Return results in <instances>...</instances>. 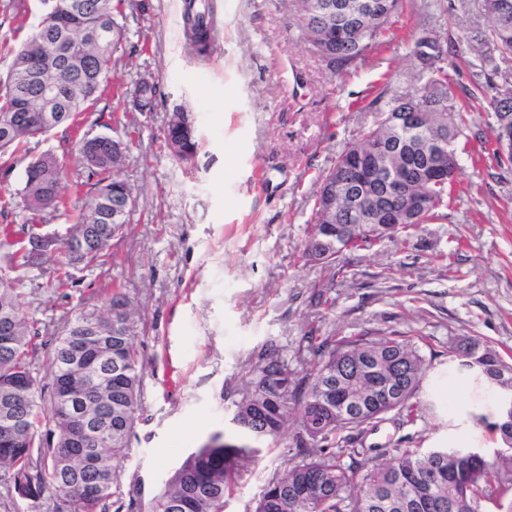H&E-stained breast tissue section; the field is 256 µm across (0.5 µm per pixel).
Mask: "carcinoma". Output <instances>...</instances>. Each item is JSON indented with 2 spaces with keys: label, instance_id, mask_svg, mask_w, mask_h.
Returning <instances> with one entry per match:
<instances>
[{
  "label": "carcinoma",
  "instance_id": "carcinoma-1",
  "mask_svg": "<svg viewBox=\"0 0 512 512\" xmlns=\"http://www.w3.org/2000/svg\"><path fill=\"white\" fill-rule=\"evenodd\" d=\"M69 1L82 5L73 18L59 8ZM310 2L295 0L296 23L314 51L331 59L330 72L336 75L366 62L402 0H368L362 24L373 34L358 42L330 27L331 17L313 14ZM484 7L494 47L503 61H512V0H484ZM134 8L144 12L151 4L148 0H51L50 11L31 29L0 77V138L11 135L8 147L0 144V155L45 135L29 122L39 109L42 78L27 80V99L21 101L15 93L16 73L26 60H57L60 37L66 34L90 61L98 46L85 31L98 24L108 26L109 49L116 53L126 39L125 10ZM185 21L198 50L204 51L210 30L205 14L190 2ZM114 73L112 68L100 73L88 64L83 72L69 77L75 90L59 104L56 126L73 122L108 89L120 93L121 85L109 84ZM139 94L155 108L156 84L138 83L121 97ZM409 99L430 104L433 123L448 130L444 160L456 167L453 145L464 135L466 120L456 110L447 70L439 66L431 71L430 79ZM396 102L394 97H376L375 120L336 156L335 165L321 176L320 188L347 173L358 151L371 145L391 142L406 157L424 150L421 138L390 124L387 113L399 111ZM491 106L496 119L491 131L497 139L512 126V103L502 105L493 97ZM184 119L180 110L170 114L166 146L178 139L179 121ZM95 123L111 131L121 150L114 154L108 144L93 157L80 138L71 147L77 161L71 172L64 170L55 154L40 155L24 173L22 195L29 212L25 224L18 231L12 224H0V247L9 249L0 266V316L12 318L9 343L0 345V471L4 472L0 508L15 512L24 503L36 512H224L262 449L229 444L221 433L188 454L148 505L134 492L116 491L143 390L140 353L132 340L134 309L125 294L115 291L107 310L82 309L67 322L49 358V384H42L33 368L39 332L37 321L20 302L25 277L18 271L29 265L26 243L38 232V216L47 210L65 215L73 202L82 201L76 223L58 237V244L68 262L88 267L104 256L111 243L73 256V241L88 226L105 224V218L115 212L121 219L112 225L110 238L124 234L138 206V196L120 176L128 160V126L116 111L98 113ZM446 197L448 190H439L437 201L423 209L422 222L442 218L438 209ZM321 201L319 194L303 255L313 262L320 242L327 243L336 253L329 268L339 274L346 268L345 252L369 250L384 241L396 243L417 228L400 224L377 233L367 226H353L347 239H338L336 232L320 223ZM420 340V336L414 339L406 332L385 329L350 336H304L300 348L311 357L299 370L288 364L275 341L266 342L248 363L247 397L236 404L232 420L253 439L283 446L282 462L252 498L248 512H512V451L477 463L448 447H411L400 441L378 453L365 447L363 439L388 416L401 426L421 418L416 396L429 363L421 353ZM448 355L461 360V366L478 370L492 384L512 386V364L478 338L450 343ZM66 387L80 388L88 395L86 422L102 438L95 448L76 447V422L56 397ZM354 392L361 394L359 410L336 420L343 399ZM292 413L297 424L286 434L283 429ZM322 419L330 420V426H319ZM480 422L502 443L512 445V423L502 418Z\"/></svg>",
  "mask_w": 512,
  "mask_h": 512
}]
</instances>
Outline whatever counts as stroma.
<instances>
[{"mask_svg":"<svg viewBox=\"0 0 512 512\" xmlns=\"http://www.w3.org/2000/svg\"><path fill=\"white\" fill-rule=\"evenodd\" d=\"M212 2L216 31L202 54L190 44L182 0L127 12L117 75L128 87L143 78L159 86L154 111L125 118L132 143L124 174L139 206L103 264L33 260L20 296L38 321L42 371L77 309L103 307L116 288L135 305L143 397L119 484L145 502L213 434L246 442L230 417L247 395L242 373L267 341L293 366L302 337L385 327L421 334L435 369L447 364L449 342L465 336L512 358V164L497 163L493 144L456 141L442 219L419 225L402 245L347 253L343 276L303 258L322 172L372 124L376 96L420 85L407 57L415 38H436L460 110L491 123L490 99L474 88V63L495 53L483 0H404L366 62L336 77L297 28L293 0ZM48 8L47 0H0V75ZM176 107L198 141L187 163L163 142ZM94 118L86 112L78 125L0 155V197L12 202L0 224L24 222L27 165L47 151L67 160L69 142L99 134ZM66 273L73 286L57 288ZM437 429L430 416L403 428L389 421L365 443L419 442ZM280 463L278 448H264L224 512H245Z\"/></svg>","mask_w":512,"mask_h":512,"instance_id":"stroma-1","label":"stroma"}]
</instances>
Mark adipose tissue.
Returning <instances> with one entry per match:
<instances>
[{"mask_svg": "<svg viewBox=\"0 0 512 512\" xmlns=\"http://www.w3.org/2000/svg\"><path fill=\"white\" fill-rule=\"evenodd\" d=\"M484 379L474 370L462 369L452 363L428 373L425 390L440 412L442 436L427 439L429 448H488L491 440L485 435L477 417L498 419L507 394L497 386H487L486 399H479L476 391ZM485 385V384H484Z\"/></svg>", "mask_w": 512, "mask_h": 512, "instance_id": "obj_1", "label": "adipose tissue"}]
</instances>
